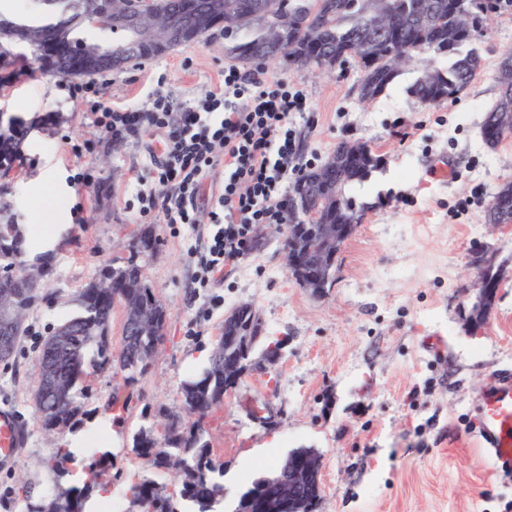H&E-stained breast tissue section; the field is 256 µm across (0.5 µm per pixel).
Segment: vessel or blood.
I'll list each match as a JSON object with an SVG mask.
<instances>
[{
	"label": "vessel or blood",
	"instance_id": "b4317fda",
	"mask_svg": "<svg viewBox=\"0 0 512 512\" xmlns=\"http://www.w3.org/2000/svg\"><path fill=\"white\" fill-rule=\"evenodd\" d=\"M479 438L498 467L512 472V377L498 378L482 397L476 421ZM22 434L11 410L0 411V461L13 459Z\"/></svg>",
	"mask_w": 512,
	"mask_h": 512
}]
</instances>
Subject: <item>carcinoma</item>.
Instances as JSON below:
<instances>
[{"mask_svg": "<svg viewBox=\"0 0 512 512\" xmlns=\"http://www.w3.org/2000/svg\"><path fill=\"white\" fill-rule=\"evenodd\" d=\"M288 10L300 20L308 17V10L318 0H287ZM341 8L328 20L329 40L325 43H311L304 39L301 30L288 28V38L295 39L303 52L320 58L328 55H342L361 41L370 39L381 44L400 43L406 45L424 44L434 36L428 29L416 26L398 32H380L372 25V0H340ZM395 9L401 13H425L431 17L434 27L448 31L457 23L459 0H393ZM225 53L228 57L243 62L270 59L261 33L257 28H244L224 36ZM427 62L438 64L447 80L439 88L415 82L411 93L424 105H435L455 98V94L468 86L481 67V58L473 46L472 30L462 28L456 46L442 54L431 50L423 53ZM399 70H367L362 73L360 84L367 88L363 96L373 100L384 93L393 83ZM504 108L494 105L487 113L482 127L483 139L497 145L508 135L502 121ZM380 167V156L373 154L356 159L337 174H330L321 182L311 186L312 192L340 193L347 203L353 200L346 196V190L356 182L366 180ZM25 237L20 224L0 226V259L6 264L21 263L25 257ZM159 243L153 230L144 228L131 243V251L125 265L108 269L112 287H86L79 296V311L69 318L74 336L67 345L52 352L47 350L48 340H43L39 368L47 366L61 385L69 389L70 401L58 403L52 400L35 401L36 411L43 429L58 434L70 427L82 414L77 382L87 366L104 370L112 365L127 372V380L133 382L143 375L147 367L142 361L154 351L162 337H135L124 334L119 349H112L109 327L112 309L117 301L124 306L150 308L159 303L142 271L144 256L154 255ZM43 283H36L21 276L0 275V302H8L11 309L27 315L39 297ZM244 359V352L237 346L219 339L209 359V366L203 374L183 386V402L187 413L197 417L195 423L185 426L170 421L163 431L155 433L151 428L140 429L133 437L132 450L144 460L155 473L169 476L175 487L172 494L165 493L154 480L141 478L129 485L127 492L132 499L148 512H175L174 499L192 503L196 512H220L224 497V485L217 477L224 476L223 465L214 462L211 448L204 439L202 422L209 412L223 404L229 384L224 381V361ZM111 466L107 456L102 455L87 469L82 486L72 487L64 492L43 497V504L37 512H83L85 502L93 491L105 486L102 477ZM287 474L277 470L273 474L253 479L239 494L229 512H244L247 499L262 501L267 505L265 512H288L281 498L282 481Z\"/></svg>", "mask_w": 512, "mask_h": 512, "instance_id": "cac0c4a2", "label": "carcinoma"}]
</instances>
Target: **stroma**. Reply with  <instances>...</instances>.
I'll return each mask as SVG.
<instances>
[{
    "label": "stroma",
    "instance_id": "35a3bbf8",
    "mask_svg": "<svg viewBox=\"0 0 512 512\" xmlns=\"http://www.w3.org/2000/svg\"><path fill=\"white\" fill-rule=\"evenodd\" d=\"M499 2L476 28L480 71L457 98L435 106L409 92L416 65L364 102L350 61L324 75L283 59L240 64L244 74L303 89L305 104L288 121L296 169L322 164L344 142L369 145L382 160L348 190L368 209L338 256L332 287L319 296L289 275L280 225L221 278L202 281L191 252L206 245L224 168L211 171L192 201L198 223L142 214L138 194L153 185L165 131L112 141L93 126L77 80L42 76L23 61L10 67L0 111L42 128L21 145L17 171L0 177V205L29 230L57 212L65 228L16 359L0 364V408L15 413L26 439L14 461L0 462V512H30L24 483H52L40 463L68 445V434L44 431L34 405L43 339L103 266L123 263L121 240L145 226L159 240L145 274L166 309L165 339L136 384L110 368L84 380L80 397V424L113 433L107 491L119 512H143L127 492L148 472L131 450L134 434L182 414L183 383L206 366L225 313L242 303L284 348L267 372L248 371L202 424L224 465L226 501L289 450L312 448L321 457L318 512H512V473L494 467L475 429L479 397L499 372L512 371V225L485 221L494 194L512 182V135L490 147L481 134L498 99L500 57L512 50V0ZM223 46V31L211 30L193 45L110 72L96 98L107 108H143L159 89L176 107L196 103L232 63ZM441 165L443 179L434 175ZM84 172L92 182L81 180ZM47 178L55 195L41 193ZM478 245L503 284L472 332L466 318Z\"/></svg>",
    "mask_w": 512,
    "mask_h": 512
}]
</instances>
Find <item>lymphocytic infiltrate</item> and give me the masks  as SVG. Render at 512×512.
<instances>
[{"label": "lymphocytic infiltrate", "mask_w": 512, "mask_h": 512, "mask_svg": "<svg viewBox=\"0 0 512 512\" xmlns=\"http://www.w3.org/2000/svg\"><path fill=\"white\" fill-rule=\"evenodd\" d=\"M304 100L302 90L288 81L262 82L228 67L223 87L178 113L158 91L146 108L111 110L92 101L88 110L94 124L116 141L166 129L165 159L155 169L154 192L145 198L147 211L161 210L165 223H197L188 201L208 170L219 164L229 169L224 191L208 214V245L197 257L204 274L212 275L243 259L255 225L287 223L282 186L295 158L288 118Z\"/></svg>", "instance_id": "lymphocytic-infiltrate-1"}]
</instances>
